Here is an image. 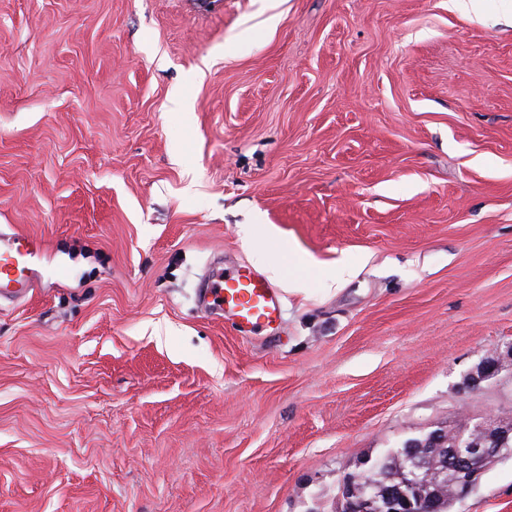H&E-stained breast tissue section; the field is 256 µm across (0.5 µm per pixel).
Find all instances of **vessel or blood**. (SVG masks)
Returning a JSON list of instances; mask_svg holds the SVG:
<instances>
[{
  "label": "vessel or blood",
  "instance_id": "b4317fda",
  "mask_svg": "<svg viewBox=\"0 0 512 512\" xmlns=\"http://www.w3.org/2000/svg\"><path fill=\"white\" fill-rule=\"evenodd\" d=\"M42 243L22 232L0 237V297L28 294L37 283ZM212 306L243 331H262L281 315L282 295L262 274L241 264L227 275H215L207 289Z\"/></svg>",
  "mask_w": 512,
  "mask_h": 512
}]
</instances>
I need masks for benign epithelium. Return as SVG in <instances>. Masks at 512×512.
<instances>
[{
	"label": "benign epithelium",
	"mask_w": 512,
	"mask_h": 512,
	"mask_svg": "<svg viewBox=\"0 0 512 512\" xmlns=\"http://www.w3.org/2000/svg\"><path fill=\"white\" fill-rule=\"evenodd\" d=\"M512 368V343L487 354L467 376L464 389L476 392L489 378ZM455 439L448 456L455 469V501L465 499L481 476L505 452L512 449V423L490 414L481 420L464 417L455 424ZM444 432L434 428L426 440L413 439L398 449L399 480L391 485L373 481L374 469L366 464L338 481L337 501L342 512H433L447 491L448 479L427 470L415 459L418 448L445 442Z\"/></svg>",
	"instance_id": "benign-epithelium-1"
}]
</instances>
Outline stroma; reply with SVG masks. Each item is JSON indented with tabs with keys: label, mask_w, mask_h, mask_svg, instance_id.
<instances>
[{
	"label": "stroma",
	"mask_w": 512,
	"mask_h": 512,
	"mask_svg": "<svg viewBox=\"0 0 512 512\" xmlns=\"http://www.w3.org/2000/svg\"><path fill=\"white\" fill-rule=\"evenodd\" d=\"M249 224L308 261L257 333L199 303ZM1 231L44 250L0 304V512H336L512 413V373L464 389L512 343V0H0ZM453 512H512V455Z\"/></svg>",
	"instance_id": "stroma-1"
}]
</instances>
